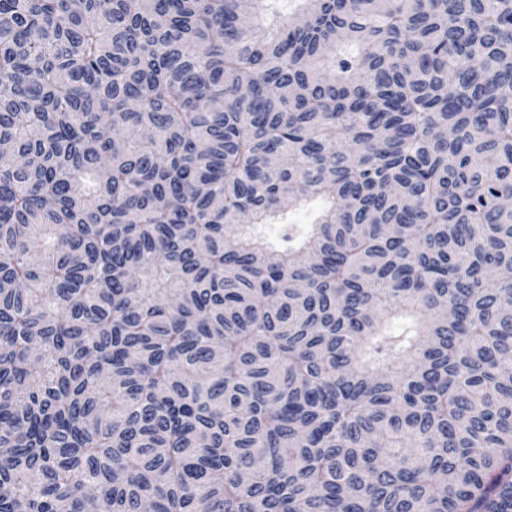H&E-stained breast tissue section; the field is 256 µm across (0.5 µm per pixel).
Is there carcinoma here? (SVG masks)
Listing matches in <instances>:
<instances>
[{"instance_id": "cac0c4a2", "label": "carcinoma", "mask_w": 512, "mask_h": 512, "mask_svg": "<svg viewBox=\"0 0 512 512\" xmlns=\"http://www.w3.org/2000/svg\"><path fill=\"white\" fill-rule=\"evenodd\" d=\"M279 2L0 0V512H512V0Z\"/></svg>"}]
</instances>
